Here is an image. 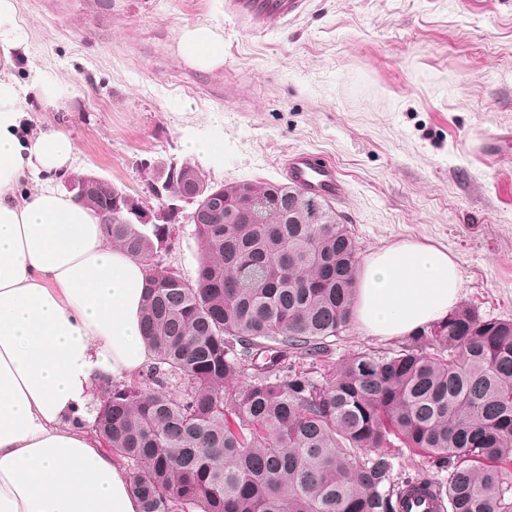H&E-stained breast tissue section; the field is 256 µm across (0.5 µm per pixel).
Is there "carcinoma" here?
Returning <instances> with one entry per match:
<instances>
[{
	"instance_id": "1",
	"label": "carcinoma",
	"mask_w": 512,
	"mask_h": 512,
	"mask_svg": "<svg viewBox=\"0 0 512 512\" xmlns=\"http://www.w3.org/2000/svg\"><path fill=\"white\" fill-rule=\"evenodd\" d=\"M203 177L188 165L168 193ZM75 180L112 245L147 266L152 361L133 383H104L90 428L129 469L142 512H397L420 478L394 474L396 441L447 472L448 512H512V319L461 305L391 352L331 367L359 252L330 201L286 183H205L213 219L194 225L188 280L156 262L174 225L131 220L125 191Z\"/></svg>"
}]
</instances>
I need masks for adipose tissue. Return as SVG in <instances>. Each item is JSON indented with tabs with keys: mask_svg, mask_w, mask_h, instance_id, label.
<instances>
[{
	"mask_svg": "<svg viewBox=\"0 0 512 512\" xmlns=\"http://www.w3.org/2000/svg\"><path fill=\"white\" fill-rule=\"evenodd\" d=\"M14 0H0V512H141L129 471L87 432L84 411L104 378L142 370L147 267L112 246L97 214L43 186L71 169L61 129L29 130V97L56 108L68 84L11 70L24 44ZM181 55L203 70L224 62L214 28L185 29ZM462 279L445 249L401 242L369 257L353 315L367 335L407 336L445 321Z\"/></svg>",
	"mask_w": 512,
	"mask_h": 512,
	"instance_id": "adipose-tissue-1",
	"label": "adipose tissue"
}]
</instances>
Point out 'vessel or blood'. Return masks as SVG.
Segmentation results:
<instances>
[{
  "instance_id": "1",
  "label": "vessel or blood",
  "mask_w": 512,
  "mask_h": 512,
  "mask_svg": "<svg viewBox=\"0 0 512 512\" xmlns=\"http://www.w3.org/2000/svg\"><path fill=\"white\" fill-rule=\"evenodd\" d=\"M307 0H227L229 12L251 29L262 31L277 23H287L300 15ZM287 181L317 196L342 198L346 192L335 165L326 158L307 150L287 154L282 163ZM399 512H443L440 500L431 484H418L405 490L399 502Z\"/></svg>"
}]
</instances>
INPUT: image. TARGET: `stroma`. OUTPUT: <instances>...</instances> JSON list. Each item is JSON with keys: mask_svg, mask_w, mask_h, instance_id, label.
Returning a JSON list of instances; mask_svg holds the SVG:
<instances>
[{"mask_svg": "<svg viewBox=\"0 0 512 512\" xmlns=\"http://www.w3.org/2000/svg\"><path fill=\"white\" fill-rule=\"evenodd\" d=\"M225 0H17L27 53L14 76L67 82L68 105L31 101L78 152L66 188L91 175L167 220L161 172L188 163L215 184L284 182L285 154L333 161L334 207L368 258L404 241L446 249L462 303L512 318V0H309L288 25L248 30ZM218 28L213 71L178 51L183 30ZM194 135L205 151L190 153ZM224 149L213 162L208 146ZM192 226L159 260L193 278Z\"/></svg>", "mask_w": 512, "mask_h": 512, "instance_id": "stroma-1", "label": "stroma"}]
</instances>
